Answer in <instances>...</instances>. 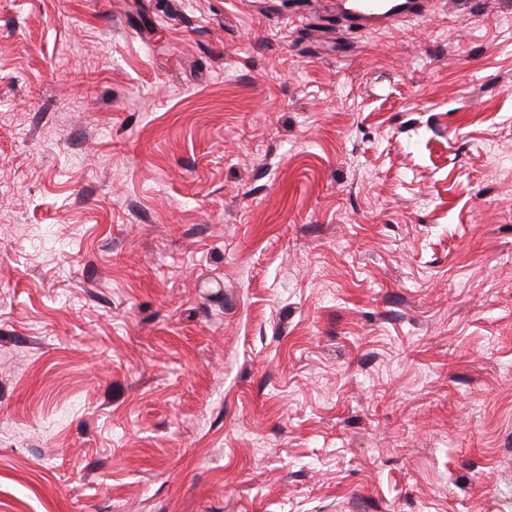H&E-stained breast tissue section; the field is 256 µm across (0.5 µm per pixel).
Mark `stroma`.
Instances as JSON below:
<instances>
[{"label":"stroma","instance_id":"obj_1","mask_svg":"<svg viewBox=\"0 0 512 512\" xmlns=\"http://www.w3.org/2000/svg\"><path fill=\"white\" fill-rule=\"evenodd\" d=\"M0 512H512V0H0ZM419 0H338L336 10L354 25L391 27L399 18L424 11Z\"/></svg>","mask_w":512,"mask_h":512}]
</instances>
